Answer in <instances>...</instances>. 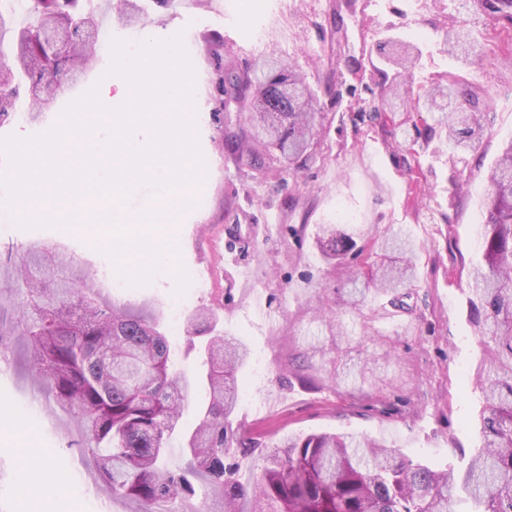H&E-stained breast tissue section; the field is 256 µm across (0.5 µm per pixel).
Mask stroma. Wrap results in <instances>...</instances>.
Wrapping results in <instances>:
<instances>
[{
  "instance_id": "1",
  "label": "stroma",
  "mask_w": 512,
  "mask_h": 512,
  "mask_svg": "<svg viewBox=\"0 0 512 512\" xmlns=\"http://www.w3.org/2000/svg\"><path fill=\"white\" fill-rule=\"evenodd\" d=\"M96 2L99 33L126 40L181 30L190 46L207 204L168 230L193 283L181 299L165 274L146 288L121 287L84 228L22 231L0 214V313L12 317L18 306L11 274L24 248L59 246L95 274L114 307L156 312L172 361L187 375L199 365L188 328L198 309L213 310L218 331L247 344L236 416L256 448L311 433L357 434L437 469L461 465L480 442L485 406L474 381L485 347L469 319L467 269L484 222L488 172L512 140V29L469 0H180L168 9L148 5L129 26L107 0ZM449 25L468 33L469 62L440 52ZM387 36L420 47L416 86L458 81L490 94L476 150L417 136L430 122L425 112L397 107L372 122L361 115L381 90L369 53ZM265 59L291 64L305 78L319 97L322 126L308 159L290 165L273 156L259 173L229 139L244 124L240 113L225 111L220 81L226 70L247 72ZM108 64V47L96 46L87 71L45 112L11 116L0 136L46 131ZM322 224L354 233L347 267L363 272L376 259L373 237L409 229L420 247L409 310L391 313L385 297L372 294L359 310L329 314L346 267L317 249ZM255 289L264 297L259 309ZM85 442L76 410L49 401L20 339L1 343L0 512H137L135 501L102 485ZM29 464L61 482L51 491L15 489L13 473Z\"/></svg>"
}]
</instances>
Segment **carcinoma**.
Returning a JSON list of instances; mask_svg holds the SVG:
<instances>
[{"instance_id": "1", "label": "carcinoma", "mask_w": 512, "mask_h": 512, "mask_svg": "<svg viewBox=\"0 0 512 512\" xmlns=\"http://www.w3.org/2000/svg\"><path fill=\"white\" fill-rule=\"evenodd\" d=\"M27 18L0 7V37L11 33L8 75L0 79V123L6 121L21 93L26 110L40 103L35 89L85 65L95 50L96 11L91 0H27ZM496 24L512 27V0H476ZM468 35L443 32L442 50L459 51L463 60ZM385 66L410 71L419 47L390 42ZM229 88L225 111H246L250 138L238 151L256 170L262 154L275 151L294 164L306 156L321 113L304 79L287 64L239 74L224 73ZM408 101L433 112L431 129L448 134L455 148H472L481 129L480 99L452 84L437 85ZM463 98L459 112L432 111L439 98ZM486 221L480 255L470 262L468 277L471 323L485 344L477 368L485 396L481 445L465 465L436 470L374 440L353 434L313 433L262 454L251 481L237 474L249 466L255 449L240 447L236 417L237 371L248 357L241 343L215 331L214 314L190 319L201 338L198 351L205 371L197 381L206 396L197 425L182 429L191 383L170 361L167 337L146 310H123L105 304L94 275L73 257L52 246L33 243L15 264L22 302L12 333L19 336L39 379L52 398L77 409L87 449L112 496L131 497L139 512H177L178 500L196 493L194 478L207 476L211 496L199 512H457L463 500L469 512H512V140L489 172ZM317 243L323 254L339 259L356 247L353 235L322 224ZM377 250L398 254L372 266L357 287L359 272L348 274L352 288L336 305L354 308L364 291L391 297L406 309L416 279L414 241L402 229L381 238ZM179 440L188 467L165 468L171 441Z\"/></svg>"}]
</instances>
